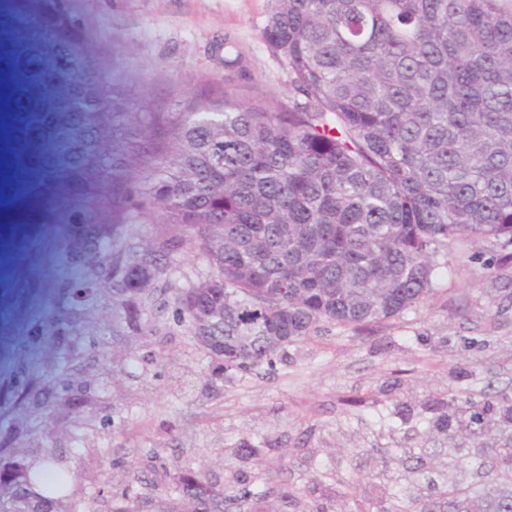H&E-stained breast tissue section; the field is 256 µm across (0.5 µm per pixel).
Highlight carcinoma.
Wrapping results in <instances>:
<instances>
[{
    "label": "carcinoma",
    "instance_id": "obj_1",
    "mask_svg": "<svg viewBox=\"0 0 512 512\" xmlns=\"http://www.w3.org/2000/svg\"><path fill=\"white\" fill-rule=\"evenodd\" d=\"M267 47L288 70L289 102L242 104L216 84L175 114L144 115L87 73L68 168L99 186L69 223L61 292L42 355L17 361L0 407V512H77L74 473L46 471L13 451L32 408L84 413L81 333L96 291L137 307L167 291L162 277L185 241L210 272L175 297L178 322L221 369L262 374L290 346L329 327L380 324L425 303L448 242L512 245V0H271ZM142 129L126 158L117 143ZM162 210L175 234L145 249L113 230ZM430 438L466 435L451 480L425 501L383 486L375 500L341 494L340 512H512V397L464 392L422 403ZM133 473L141 512H241L252 489L222 486L187 466L170 481Z\"/></svg>",
    "mask_w": 512,
    "mask_h": 512
}]
</instances>
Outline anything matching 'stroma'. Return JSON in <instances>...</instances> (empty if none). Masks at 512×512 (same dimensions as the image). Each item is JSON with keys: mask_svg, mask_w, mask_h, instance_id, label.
<instances>
[{"mask_svg": "<svg viewBox=\"0 0 512 512\" xmlns=\"http://www.w3.org/2000/svg\"><path fill=\"white\" fill-rule=\"evenodd\" d=\"M271 0H36L25 17L4 16L0 27L18 32V50L0 67L44 78L26 91L46 121L26 142L53 171L38 208H13L0 222L25 228L9 236L16 263L0 279V385L8 386L18 358L32 351L52 314L57 277L67 251L68 217L79 204L82 179L63 163L66 117L77 108L70 66L57 65L54 46L67 55L93 46V59L124 98L154 112H177L208 84L231 78L243 96L261 88L288 97V76L262 32ZM241 64L224 66L225 42ZM499 248L462 236L448 244L427 304L364 331L332 328L279 355L263 377L216 376L214 365L177 325L172 309L157 322L145 311L116 309L100 291L86 335L103 341L107 358L88 353V392L95 400L80 423L55 431L46 445H21L34 462L53 455L77 475L69 494L79 512H110L126 493L128 475L157 449L168 473L191 465L224 483L238 472H265L271 486L306 484L327 469L312 497L336 512L339 495L355 485L376 496L383 477L418 492L408 464L391 452L405 427L393 400L418 407L429 394L487 387L512 391V261L497 264ZM197 250L175 254L164 300L206 277ZM386 414L392 433L380 431ZM270 446L261 466L222 455L241 440ZM122 443V459L107 453Z\"/></svg>", "mask_w": 512, "mask_h": 512, "instance_id": "1", "label": "stroma"}]
</instances>
